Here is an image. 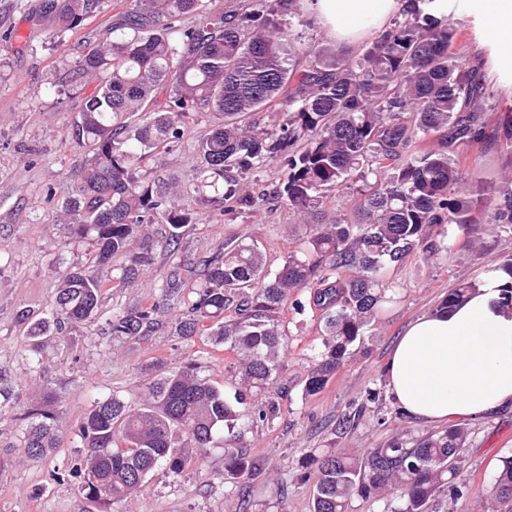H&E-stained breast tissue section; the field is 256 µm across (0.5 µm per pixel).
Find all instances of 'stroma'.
I'll list each match as a JSON object with an SVG mask.
<instances>
[{
  "label": "stroma",
  "instance_id": "1",
  "mask_svg": "<svg viewBox=\"0 0 512 512\" xmlns=\"http://www.w3.org/2000/svg\"><path fill=\"white\" fill-rule=\"evenodd\" d=\"M40 0H0V380L22 404L38 399L45 389L56 397L51 407L63 432L59 448L46 459L29 463L19 459L17 444L24 431L13 411L0 412V512H98L75 482L55 481V471L69 466L81 451L77 435L84 414L99 401L119 395L139 401L145 393L148 368L155 360L175 366L196 359L201 376L224 383L223 346L199 336L184 341L158 334L148 340L115 344L101 338L99 323L66 334L64 343H48L39 366L29 362V342L15 323L19 309L52 313L57 292L59 262L76 266L86 262L89 241H71L69 225L60 223L59 202H46L47 187L73 177L80 160L74 122L84 105V93L59 96L51 88L76 65L86 44L105 36L112 24V7L82 23L74 31L54 32L39 18ZM451 19L463 30L472 62L481 63L500 108L512 110V58L503 56L484 29V17L474 0H451ZM288 23L293 35L295 65L305 62L306 46L330 43L327 31L305 8H297ZM218 115L195 114L182 142L152 161V180L188 188L197 164L198 139ZM200 223L190 225L182 238L184 252L209 254L227 243L256 244L266 252L270 267H278L297 239L295 215L286 204H266L228 214L219 200L199 204ZM465 233H457L451 250L432 257L416 255L388 278L394 293L380 308L362 347L314 396L303 392L307 358L321 342V328L310 315L287 311L291 333L285 358L288 394L281 415L269 426L242 427L220 432L201 469H186L169 477L157 469L147 489L129 503L113 505L112 512H225L224 451L245 447L265 466L273 467L275 482L288 486L278 498L274 484L254 487L245 512H310L313 470L310 453L350 452L374 448L395 432L418 436L424 426L400 413L390 398L384 367L398 336L415 317L430 311L457 283L483 279L488 270L512 256V240L488 242L485 252L465 249ZM174 259L156 255L153 268L133 288H113L100 307L101 317L158 296L157 282ZM379 401L367 403L368 392ZM363 408L354 429L337 424L344 414ZM387 416L378 423L377 413ZM470 432L464 479L468 496L439 498L434 512H474L478 495L486 488L501 457L512 454V409L506 408L466 424Z\"/></svg>",
  "mask_w": 512,
  "mask_h": 512
}]
</instances>
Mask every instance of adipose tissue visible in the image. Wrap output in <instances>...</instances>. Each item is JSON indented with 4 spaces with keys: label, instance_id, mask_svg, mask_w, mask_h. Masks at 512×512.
Wrapping results in <instances>:
<instances>
[{
    "label": "adipose tissue",
    "instance_id": "ef3b65f1",
    "mask_svg": "<svg viewBox=\"0 0 512 512\" xmlns=\"http://www.w3.org/2000/svg\"><path fill=\"white\" fill-rule=\"evenodd\" d=\"M504 56L512 57V0H476ZM406 0H307L306 10L336 42L353 44L399 13ZM507 276L445 312L416 317L385 366L390 396L421 424L463 422L512 406V310L501 302Z\"/></svg>",
    "mask_w": 512,
    "mask_h": 512
}]
</instances>
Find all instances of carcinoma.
I'll use <instances>...</instances> for the list:
<instances>
[{
  "mask_svg": "<svg viewBox=\"0 0 512 512\" xmlns=\"http://www.w3.org/2000/svg\"><path fill=\"white\" fill-rule=\"evenodd\" d=\"M295 2L245 0L240 10L224 11L206 0H131L112 37L85 47L75 77L55 86L61 95L96 84L75 122L83 148L79 175L62 191L73 238L90 240L94 250L84 264L59 272L52 318L26 308L16 314L33 356L46 337L95 320L108 289L136 283L154 265L156 248L178 252L182 229L198 221L197 200L213 194L226 214L256 206L259 195L243 192V181L267 165L288 170L278 196L306 226L302 242L273 271L253 243L187 255L161 280L159 299L105 320L102 334L114 342L167 330L187 341L209 336L233 357L224 363L226 388L201 377L192 360L157 362L142 400L133 405L114 395L84 415L82 451L68 475L102 512L144 490L159 466L173 478L192 463L201 468L217 431L278 418L287 310H308L322 325L303 388L315 396L352 358L353 345L364 343L387 292L384 271L411 255L439 252L451 226L464 232L481 224L496 238L512 234V170L472 183L464 152L477 145L511 159L512 115L488 116V77L470 65L464 34L440 3L409 0L357 50L313 45L299 70L286 58L291 33L281 23ZM103 4L42 0L41 15L65 32ZM186 14L197 22L177 28ZM275 105L282 112L270 123L264 113ZM201 110L221 121L199 139L192 193L175 205L141 163L178 145ZM345 189L349 209L332 224L316 221ZM151 224L168 228L162 240L144 232ZM185 267L201 268V277L185 280ZM480 285L457 284L435 311ZM171 300L179 302L172 318L165 308ZM16 416L25 423L21 451L28 460L59 447L44 406H20ZM468 440L464 425L454 423L357 454L313 453L310 512H350L356 497L384 500L386 512H429L436 497L463 495ZM223 477L230 500L240 503L253 484L271 481L246 448L224 449ZM485 499H512V455L499 459Z\"/></svg>",
  "mask_w": 512,
  "mask_h": 512,
  "instance_id": "1",
  "label": "carcinoma"
}]
</instances>
